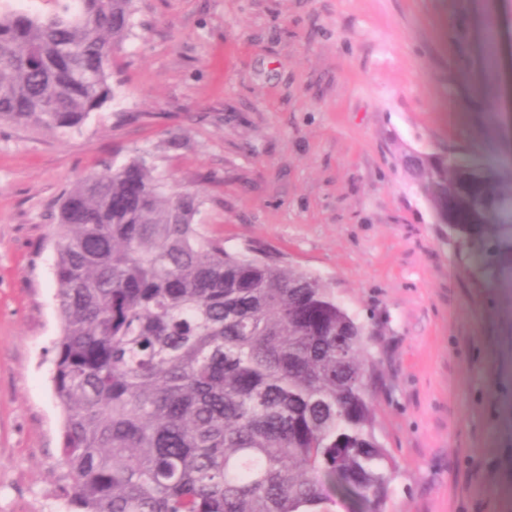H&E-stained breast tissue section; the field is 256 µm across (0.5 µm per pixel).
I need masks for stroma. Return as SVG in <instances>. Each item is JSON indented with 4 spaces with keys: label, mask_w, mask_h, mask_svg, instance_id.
<instances>
[{
    "label": "stroma",
    "mask_w": 512,
    "mask_h": 512,
    "mask_svg": "<svg viewBox=\"0 0 512 512\" xmlns=\"http://www.w3.org/2000/svg\"><path fill=\"white\" fill-rule=\"evenodd\" d=\"M112 97L75 129L0 120V512H70L53 224L61 195L141 158L198 223L320 277L367 327L385 512H512V283L490 286L409 151L489 157L512 183L482 26L512 0H133Z\"/></svg>",
    "instance_id": "35a3bbf8"
}]
</instances>
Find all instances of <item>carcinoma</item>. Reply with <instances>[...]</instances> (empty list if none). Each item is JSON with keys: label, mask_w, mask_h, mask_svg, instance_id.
Wrapping results in <instances>:
<instances>
[{"label": "carcinoma", "mask_w": 512, "mask_h": 512, "mask_svg": "<svg viewBox=\"0 0 512 512\" xmlns=\"http://www.w3.org/2000/svg\"><path fill=\"white\" fill-rule=\"evenodd\" d=\"M133 0L0 11V119L71 129L112 97ZM445 157L417 177L490 283L512 269V188ZM145 161L64 195L52 383L75 512H384L366 328L323 280L229 250Z\"/></svg>", "instance_id": "carcinoma-1"}]
</instances>
